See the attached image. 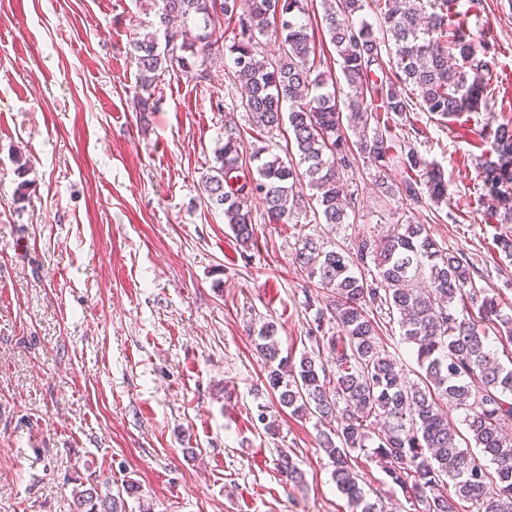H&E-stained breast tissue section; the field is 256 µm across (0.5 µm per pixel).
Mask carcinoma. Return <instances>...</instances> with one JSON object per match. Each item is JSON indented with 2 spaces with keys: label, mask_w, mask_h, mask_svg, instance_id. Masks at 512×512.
<instances>
[{
  "label": "carcinoma",
  "mask_w": 512,
  "mask_h": 512,
  "mask_svg": "<svg viewBox=\"0 0 512 512\" xmlns=\"http://www.w3.org/2000/svg\"><path fill=\"white\" fill-rule=\"evenodd\" d=\"M155 31L132 45L139 72L135 111L151 110L159 73L175 67L205 79L200 67L220 52L216 25L225 20L236 33L230 46L234 82L245 91L240 106L252 129L269 135L288 122L295 152L283 159L276 146L256 149V174L245 172L241 133L231 129L214 151V164L201 176L208 209L224 214L237 242L254 239L248 201L259 197L271 224H284L308 211L319 223L339 225L349 218L343 173L360 158L374 170L381 194L397 192L409 205L423 196L448 201L444 172L407 145L397 152L390 123L410 112L439 120L487 108L489 74L495 58L476 49L457 0H378V28L350 22L365 0H321V29L339 58L348 92L326 89L332 75L317 70L314 29L304 17L308 0H162ZM177 39V52L160 48L158 33ZM279 42L274 61L258 59L259 36ZM388 63H383L382 54ZM412 87L416 97L407 95ZM288 111H283V108ZM490 145L484 182L498 203L512 201V125L487 133ZM401 159L405 176L394 185L387 170ZM316 190L305 195L303 186ZM295 263L331 300L316 309L313 323L336 326L316 336L332 355L328 370L319 353L298 364L281 355L272 330L255 340L265 360L266 383L278 404L300 419L336 422L322 434L337 488L354 512H385L368 498L357 471L358 454L384 465L391 482L424 512H512V440L503 434L512 421V316L500 298L477 284L478 268L462 249L438 245L425 224L406 221L401 231L361 238L353 249H329L306 237ZM374 268L371 276L364 270ZM425 277V288L413 287ZM397 314L404 340L413 345L424 372L423 384L409 383L381 345L374 311ZM494 331L495 336L488 335ZM502 351L491 347L490 339ZM462 412V422L485 459L462 448L459 432L444 405ZM384 420L383 434L371 426ZM278 472L292 484L300 468L287 454ZM124 493L99 495L95 487L74 493L76 512H126L125 497L138 495L129 480Z\"/></svg>",
  "instance_id": "cac0c4a2"
}]
</instances>
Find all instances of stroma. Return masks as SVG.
Segmentation results:
<instances>
[{
    "label": "stroma",
    "mask_w": 512,
    "mask_h": 512,
    "mask_svg": "<svg viewBox=\"0 0 512 512\" xmlns=\"http://www.w3.org/2000/svg\"><path fill=\"white\" fill-rule=\"evenodd\" d=\"M161 7L0 0V512H74L75 482L104 479L138 483L129 512H351L320 446L328 423L278 406L254 341L270 323L282 354L315 348L307 331L327 293L295 267L302 236L347 250L405 214L464 250L512 314V258L495 245L512 223L491 217L480 169L488 129L512 122V0H460L495 49L487 109L391 128L443 167L447 203L408 211L358 162L343 175L347 224H271L254 199L247 248L199 188L227 129L246 151L259 144L230 54L205 81L162 74L153 111L134 110L130 45ZM284 453L300 485L280 476ZM358 471L371 500L408 512L375 462Z\"/></svg>",
    "instance_id": "stroma-1"
}]
</instances>
